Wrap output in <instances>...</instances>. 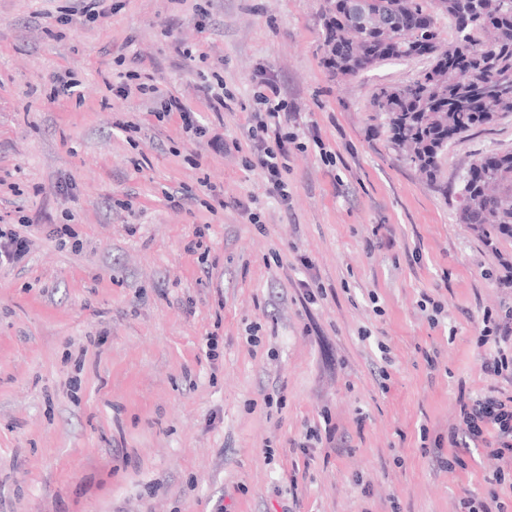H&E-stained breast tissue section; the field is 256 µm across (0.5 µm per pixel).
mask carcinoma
Segmentation results:
<instances>
[{
    "mask_svg": "<svg viewBox=\"0 0 512 512\" xmlns=\"http://www.w3.org/2000/svg\"><path fill=\"white\" fill-rule=\"evenodd\" d=\"M365 12L360 21L350 0H325V64L337 78L357 76L386 61L414 59L416 42L426 46L429 67L407 82L375 88L370 104L400 156L436 182L454 138L512 114V96L488 101L483 88L512 83V0H365ZM440 14L455 27L446 45ZM464 45L475 48L471 77L450 65ZM459 196L458 219L479 236L511 228L512 151L473 160Z\"/></svg>",
    "mask_w": 512,
    "mask_h": 512,
    "instance_id": "cac0c4a2",
    "label": "carcinoma"
}]
</instances>
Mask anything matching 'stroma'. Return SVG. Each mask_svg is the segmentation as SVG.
<instances>
[{"mask_svg": "<svg viewBox=\"0 0 512 512\" xmlns=\"http://www.w3.org/2000/svg\"><path fill=\"white\" fill-rule=\"evenodd\" d=\"M81 8L0 0V216L31 240L0 265V512H459L486 494L499 460L434 456L453 453L460 394L512 397L478 340L484 314L512 307V239L486 247L452 188L512 150V115L449 145L442 188L370 108L427 60L332 76L324 0ZM261 69L303 144L284 204L245 153L215 147L246 140ZM64 71L75 92L53 98ZM144 72L206 136L117 96ZM215 72L236 98L219 114L199 92ZM312 280L326 292L309 303Z\"/></svg>", "mask_w": 512, "mask_h": 512, "instance_id": "stroma-1", "label": "stroma"}]
</instances>
